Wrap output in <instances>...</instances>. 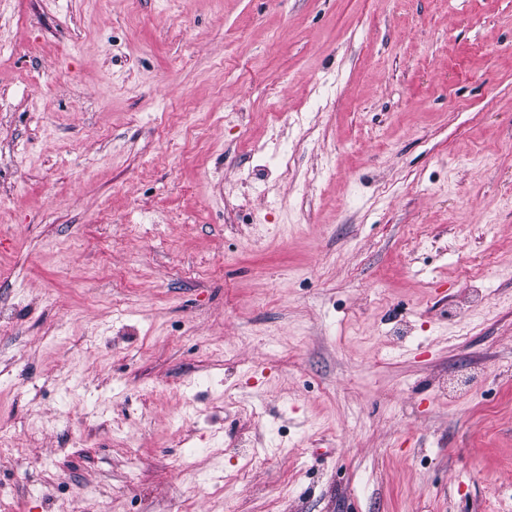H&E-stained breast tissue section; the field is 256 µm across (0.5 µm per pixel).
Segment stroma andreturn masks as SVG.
I'll list each match as a JSON object with an SVG mask.
<instances>
[{
    "mask_svg": "<svg viewBox=\"0 0 512 512\" xmlns=\"http://www.w3.org/2000/svg\"><path fill=\"white\" fill-rule=\"evenodd\" d=\"M1 194L0 512H512V0H0Z\"/></svg>",
    "mask_w": 512,
    "mask_h": 512,
    "instance_id": "1",
    "label": "stroma"
}]
</instances>
